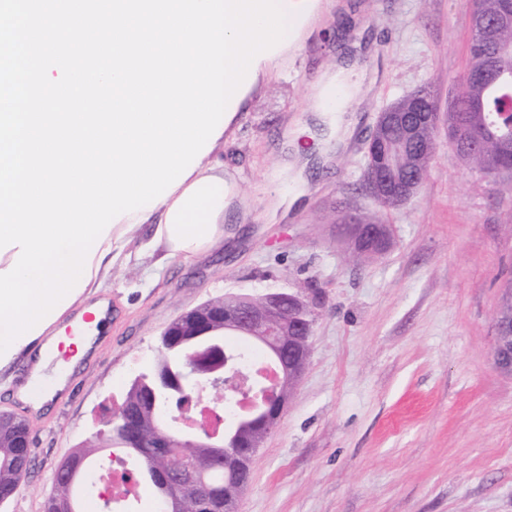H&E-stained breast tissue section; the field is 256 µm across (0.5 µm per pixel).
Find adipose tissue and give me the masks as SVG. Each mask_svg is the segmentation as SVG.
I'll return each instance as SVG.
<instances>
[{"instance_id": "ef3b65f1", "label": "adipose tissue", "mask_w": 512, "mask_h": 512, "mask_svg": "<svg viewBox=\"0 0 512 512\" xmlns=\"http://www.w3.org/2000/svg\"><path fill=\"white\" fill-rule=\"evenodd\" d=\"M369 90L364 73L346 59L337 63L335 71L322 75L317 115L307 129L320 150L346 143L352 123L343 115L345 105L365 97ZM235 196L231 173L225 171L223 161L215 152H207L191 175L156 207L122 216L115 222L97 248L84 292L101 287L113 268L128 264L131 255L127 246L135 239L140 242V253L158 255L163 264L175 259L188 261L209 252L231 235L225 219ZM90 312L94 319L89 323L76 320L68 325L63 318H55L51 323L52 338L37 347L30 343L23 345V352L29 353L32 361L31 380L26 389L19 391L18 398L32 410H40L66 387L68 368L52 363L60 342L68 339L66 331H73L70 339L81 352L90 348L103 330L107 303L91 306Z\"/></svg>"}]
</instances>
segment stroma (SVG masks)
<instances>
[{"instance_id":"35a3bbf8","label":"stroma","mask_w":512,"mask_h":512,"mask_svg":"<svg viewBox=\"0 0 512 512\" xmlns=\"http://www.w3.org/2000/svg\"><path fill=\"white\" fill-rule=\"evenodd\" d=\"M470 34V0H320L219 151L249 222L192 262L159 269L144 257L114 269L95 293L111 303L112 329L47 411L15 399L23 364L0 370V412L25 418L32 440L27 479L0 512H42L58 465L152 366L167 323L210 299L276 289L311 300V354L252 459L239 512H512V373L492 354L512 278V196L442 129L411 201L380 206L364 181L378 113L423 88L447 112ZM346 51L372 81L346 108L354 135L309 170L287 214L271 215L267 196L292 189L280 173L286 133L309 124L317 81ZM347 213L391 225V249L357 263L339 226Z\"/></svg>"}]
</instances>
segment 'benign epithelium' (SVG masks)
I'll list each match as a JSON object with an SVG mask.
<instances>
[{
  "instance_id": "benign-epithelium-1",
  "label": "benign epithelium",
  "mask_w": 512,
  "mask_h": 512,
  "mask_svg": "<svg viewBox=\"0 0 512 512\" xmlns=\"http://www.w3.org/2000/svg\"><path fill=\"white\" fill-rule=\"evenodd\" d=\"M471 28H481L484 34L497 39V29L478 9L472 11ZM423 99L409 95L404 106H394L381 112L367 146L371 157L381 144L390 146L388 169L384 175L373 173L367 181V192L376 200H383L391 207L411 200L427 176L428 166H423L410 177L400 174L401 150L407 142H417L432 125L440 126L442 115L430 112ZM474 138L473 132L453 118H448V145L464 154L461 145ZM355 251L367 249L380 254L387 252L392 243L390 229L384 224L368 226L350 224L343 228ZM220 325L226 332L240 333L257 348L268 353L276 377L269 387L260 384L259 369H246L242 355L218 347L210 359L213 368L204 371L195 357L181 366L178 376L180 388L188 395V402L169 413L170 423L160 429L164 448H195L207 443L214 448L226 446L240 448L245 466H250L257 448L278 427L288 406V383L296 384L306 370L309 350L298 347V341L312 336L314 316L308 300L299 292L274 291L266 293L260 301L241 302L238 297L222 305L204 302L170 321L162 335L182 336L192 332L203 336ZM503 326L496 321L493 355L512 360V343L502 340ZM225 375L224 399L228 407L236 406L231 421L224 423V430L212 426L209 413L213 408L204 404V392L213 381ZM138 412L133 408L115 404L103 410L101 421L112 423V428L122 433L124 446L140 448L137 432ZM244 487L235 480L224 481V512H237V503Z\"/></svg>"
}]
</instances>
